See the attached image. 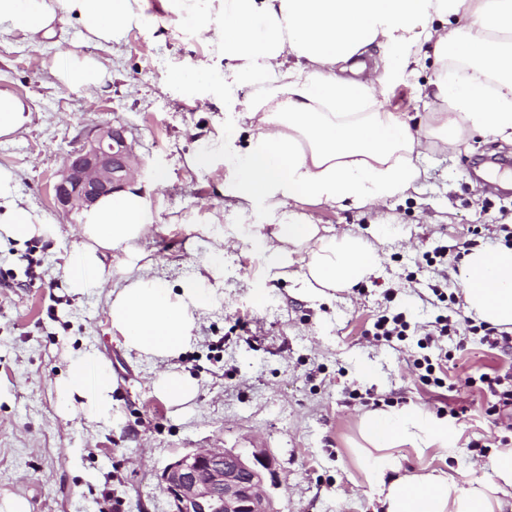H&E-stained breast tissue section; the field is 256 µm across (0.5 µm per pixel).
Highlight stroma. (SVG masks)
I'll use <instances>...</instances> for the list:
<instances>
[{
    "label": "stroma",
    "instance_id": "35a3bbf8",
    "mask_svg": "<svg viewBox=\"0 0 512 512\" xmlns=\"http://www.w3.org/2000/svg\"><path fill=\"white\" fill-rule=\"evenodd\" d=\"M143 21L113 49L82 42L68 24L62 43L34 46L0 32V90L31 100L22 134L0 137V164L13 167L18 191L51 224L54 238L0 242V496L25 497L31 512H171L163 468L194 448H267L278 462L279 512H378L353 445L367 411L419 406L448 420L456 452L436 448L395 454L402 472L470 470L512 440L487 408L489 394L463 375L512 369V350L476 340L442 345L448 385L428 386L412 366L415 339L376 345L365 338L395 295L411 323L437 313L435 292L461 294L453 273L417 268L416 255L463 242L492 250L512 222V166L489 163L512 144L481 133L458 149L423 151L427 176L417 189L377 208H328L293 201L291 212L315 216L329 234L373 240L382 257L364 281L324 302L309 301L294 280H271L251 242L275 218L259 204L241 211L230 197L234 171L216 157L217 172L189 166L208 149L219 125L236 146L250 135L224 104L219 81L166 84L170 71L192 64L208 46L180 32L161 0H143ZM102 59L108 78L95 101L54 77L67 51ZM439 68L434 58L387 86L385 111L412 125L430 123L441 104L423 89ZM118 119L132 130L142 167L135 177L148 195L154 231L141 241L153 275L172 288L204 275L217 236L233 241L221 262L218 297L202 317L197 342L170 364L127 352L109 331L105 294L73 299L63 281L80 213L58 209L55 174L83 129ZM164 182H157V173ZM36 280H29L28 270ZM97 351L111 362L116 388L112 420L88 424L61 418L53 382L71 352ZM196 380L195 399L182 407L155 396L164 367Z\"/></svg>",
    "mask_w": 512,
    "mask_h": 512
}]
</instances>
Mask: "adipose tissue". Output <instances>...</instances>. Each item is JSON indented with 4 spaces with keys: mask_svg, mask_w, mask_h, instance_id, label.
I'll return each instance as SVG.
<instances>
[{
    "mask_svg": "<svg viewBox=\"0 0 512 512\" xmlns=\"http://www.w3.org/2000/svg\"><path fill=\"white\" fill-rule=\"evenodd\" d=\"M181 23L230 60L224 93L251 136L237 148L219 131L211 150L188 156L209 167L215 154L235 169L234 198L262 203L277 216L269 234L253 240L273 278L296 276L302 296L321 300L371 275L381 262L359 237L325 236L312 217L288 211L306 197L329 207L347 202L378 207L416 189L426 172L415 154L454 148L472 133L512 142V0H169ZM469 15L458 33L442 26ZM141 20V0H0V32L40 44L75 22L85 40L121 45ZM431 51L443 68L432 83L444 112L435 124L414 126L384 111L379 88L399 80ZM66 88L94 100L107 69L98 59L68 52L54 72ZM19 176L0 165V234L17 241L54 237L56 225L18 193ZM154 216L137 187L102 198L85 211L63 269L74 296L106 293L110 331L137 357L166 363L197 339L201 317L217 291L202 276L174 289L151 272L140 240ZM467 312L512 332V247L469 252L459 276ZM66 418H112L115 380L109 360L83 352L54 382ZM153 391L171 406L192 401L198 385L165 368ZM359 463L382 512H505L512 499V450L491 456L479 475L419 470L387 480L393 448L452 451L447 419L418 406L371 411L359 421Z\"/></svg>",
    "mask_w": 512,
    "mask_h": 512,
    "instance_id": "1",
    "label": "adipose tissue"
}]
</instances>
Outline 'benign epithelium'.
Instances as JSON below:
<instances>
[{"label": "benign epithelium", "instance_id": "obj_1", "mask_svg": "<svg viewBox=\"0 0 512 512\" xmlns=\"http://www.w3.org/2000/svg\"><path fill=\"white\" fill-rule=\"evenodd\" d=\"M139 165L123 123L85 130L53 185L55 203L65 211L88 210L124 189ZM160 479L173 512H279L270 492L277 462L267 448H195L169 463Z\"/></svg>", "mask_w": 512, "mask_h": 512}]
</instances>
